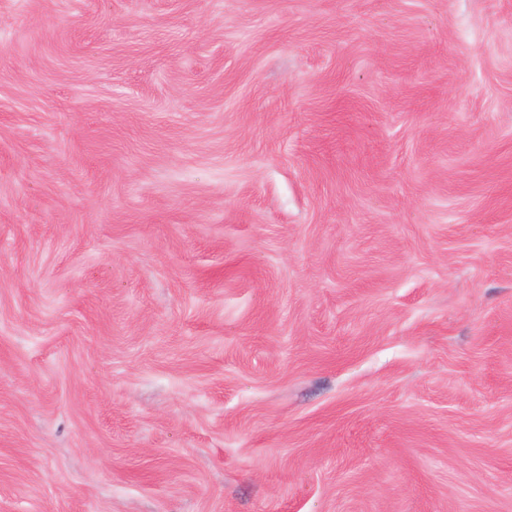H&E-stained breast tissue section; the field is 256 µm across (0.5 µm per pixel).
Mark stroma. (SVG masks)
I'll list each match as a JSON object with an SVG mask.
<instances>
[{
	"mask_svg": "<svg viewBox=\"0 0 512 512\" xmlns=\"http://www.w3.org/2000/svg\"><path fill=\"white\" fill-rule=\"evenodd\" d=\"M0 512H512V0H0Z\"/></svg>",
	"mask_w": 512,
	"mask_h": 512,
	"instance_id": "stroma-1",
	"label": "stroma"
}]
</instances>
